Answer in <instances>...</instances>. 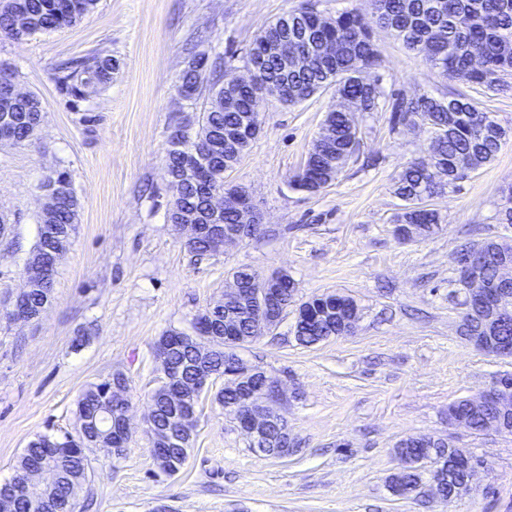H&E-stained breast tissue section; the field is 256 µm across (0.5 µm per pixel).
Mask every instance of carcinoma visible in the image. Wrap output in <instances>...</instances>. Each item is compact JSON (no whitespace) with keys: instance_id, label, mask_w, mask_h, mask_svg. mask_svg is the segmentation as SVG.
<instances>
[{"instance_id":"obj_1","label":"carcinoma","mask_w":512,"mask_h":512,"mask_svg":"<svg viewBox=\"0 0 512 512\" xmlns=\"http://www.w3.org/2000/svg\"><path fill=\"white\" fill-rule=\"evenodd\" d=\"M98 0H9L0 10V38L20 40L26 36L69 27L90 13ZM373 11L366 17L352 11L336 15L333 22H321L318 12L309 2L300 4L290 14L300 20L304 37L312 40L308 49L314 63L305 66L295 58L283 65L281 54L273 48L274 39L283 30L282 18H277L253 40L252 46L264 55L260 70L255 74L252 87L247 90L224 89L221 66L208 64V56L194 52L178 76L177 92L180 99L190 105L197 104L207 95L208 104L195 120L177 123L169 134L166 172L168 178L177 175V169L186 158L198 154L210 158L213 167L231 170L239 162L224 164V133L230 128L253 121L252 97L264 86L288 91L283 102L290 105L305 101L316 93L333 90L344 98L355 112H391L393 120L411 124L417 116L427 120L430 130L429 153L407 161L399 176L396 194L405 202L395 223L402 235L414 232L431 233L432 227L442 223L440 212L429 201L443 193L470 173L483 168L500 151L506 131L498 122L462 93L450 92L446 96L422 94L412 98L388 96L375 79L367 83L363 74L380 65V57L372 39V24L394 30L403 45L422 56L430 70L454 81L487 92H500L508 88L505 77L512 75V0H371ZM22 8L27 15V26L14 27L13 14ZM115 63L112 56L96 52L81 60L63 63L57 67L56 82L77 108L84 101L89 89L105 85L112 80ZM15 73L0 68V143L22 144L32 141L43 121L40 99L29 94L19 100L10 92ZM229 104H223V100ZM351 111V112H353ZM348 110L333 109L325 117L331 129L328 141L310 150L304 165L294 175V188L314 195L328 187L342 171L340 162L356 153L359 129L351 120ZM46 186L57 192V205L52 210L41 211L38 229L54 224L75 232L81 203L72 185L68 171H57L50 176ZM173 199L168 211L169 222L175 223L184 215H192L199 224H239L240 213L234 208L224 210L213 218L209 209L207 191L194 183L172 186ZM195 256L212 255L215 249L209 235L185 244ZM472 256L486 279L497 274L499 258L489 253L484 245L461 249L460 259ZM53 282L27 291L34 312H39L43 301L52 291ZM237 321L242 327L240 343L229 348V354L264 334L258 328L254 311L226 306L214 322L224 319ZM346 336L348 331H338L325 322L303 323L293 331L296 342L309 347L334 335ZM168 359L180 367L182 379L193 381L204 365L209 369L224 371V347L214 351L208 360L200 359L191 345L171 349ZM110 401L101 382L90 384L77 399L83 423L71 435L70 448L54 454L49 443L54 437L39 435L29 441L19 458L11 480L22 478L26 467L45 461L59 476L55 491L42 503L40 512H69L75 505L84 512L92 504L91 459L88 449L76 446L89 441L93 427H98L100 450L111 456L123 454L124 448L113 447L111 438L103 433L104 418ZM154 420L160 426L180 430L178 415L165 399L163 387L152 395ZM450 414L465 418L473 432L479 433L494 409L474 410L467 400H457L449 406ZM421 437L409 436L398 442L396 452L417 461L432 456L445 471L449 502L453 503L469 493L464 474L448 466L452 449L434 447L425 450L417 446ZM190 448L173 445L152 451L158 472L168 476L177 474L187 462ZM422 480L421 465L409 472H399L390 479V487L399 483L415 486Z\"/></svg>"}]
</instances>
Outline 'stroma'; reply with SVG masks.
I'll return each mask as SVG.
<instances>
[{
	"label": "stroma",
	"instance_id": "35a3bbf8",
	"mask_svg": "<svg viewBox=\"0 0 512 512\" xmlns=\"http://www.w3.org/2000/svg\"><path fill=\"white\" fill-rule=\"evenodd\" d=\"M298 3L98 0L72 27L0 39V64L16 71L44 112L32 143L0 145V212L11 218L0 230V482L37 435L75 431L81 391L120 370L129 379L132 438L121 457L91 452L90 512H512V434L448 424L449 403L512 373V357L486 354L460 336L456 284L464 246L512 241V224L497 220L502 190L512 184V141L433 199L443 217L434 234L402 241L395 182L406 160L426 152V129L394 124L387 112L356 113L358 156L309 195L290 178L336 99L324 92L287 105L271 97L261 106L259 136L224 175L250 194L259 233L199 259L168 220V134L191 112L175 90L180 71L195 51L241 67L255 36ZM373 36L387 94L459 89L390 29L375 27ZM98 51L118 67L72 108L56 68ZM62 168L82 204L76 234L59 261L50 307L39 320L14 323L5 312L24 287L45 201L40 185ZM241 267L288 273L298 303L349 297L356 326L304 347L288 314L239 348L247 364L287 380L278 409L298 444L291 456H258L233 415L206 399L185 466L171 477L156 474L146 418L162 369L151 346L168 329L189 330ZM418 435L451 440L482 460L468 496L446 504L392 494L389 479L401 467L395 446Z\"/></svg>",
	"mask_w": 512,
	"mask_h": 512
}]
</instances>
